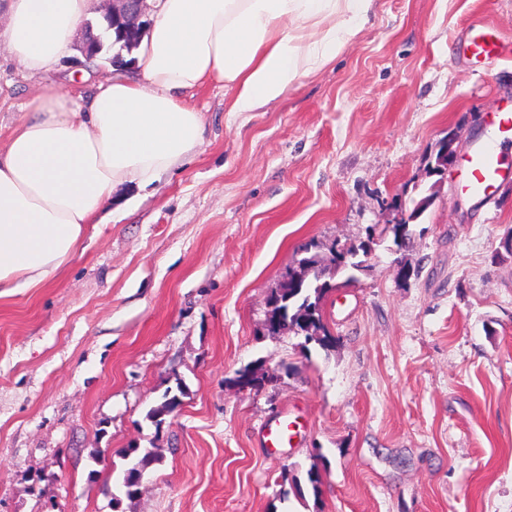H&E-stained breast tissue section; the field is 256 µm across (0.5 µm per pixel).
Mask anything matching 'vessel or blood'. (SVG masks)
Masks as SVG:
<instances>
[{"label":"vessel or blood","instance_id":"obj_1","mask_svg":"<svg viewBox=\"0 0 512 512\" xmlns=\"http://www.w3.org/2000/svg\"><path fill=\"white\" fill-rule=\"evenodd\" d=\"M465 45L467 59L474 65L497 59L503 54L502 43L488 22L470 26ZM486 124L494 128V135L472 145L463 160L457 181V188L462 195L481 200L489 198L501 184L512 180V168L503 166L496 143L499 135L512 136V104L500 106L488 114ZM295 427L296 423L290 415H282L265 426L262 434L264 445L278 448L288 444Z\"/></svg>","mask_w":512,"mask_h":512}]
</instances>
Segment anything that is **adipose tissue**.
<instances>
[{"mask_svg":"<svg viewBox=\"0 0 512 512\" xmlns=\"http://www.w3.org/2000/svg\"><path fill=\"white\" fill-rule=\"evenodd\" d=\"M373 0H154L132 58L86 96L50 81L0 147V289L35 287L64 267L113 189L148 183L192 156L204 120L188 93L216 79L231 111L252 112L354 41ZM100 0H0V47L25 72H51Z\"/></svg>","mask_w":512,"mask_h":512,"instance_id":"ef3b65f1","label":"adipose tissue"}]
</instances>
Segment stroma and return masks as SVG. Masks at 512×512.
Listing matches in <instances>:
<instances>
[{
  "mask_svg": "<svg viewBox=\"0 0 512 512\" xmlns=\"http://www.w3.org/2000/svg\"><path fill=\"white\" fill-rule=\"evenodd\" d=\"M507 51L469 65V24ZM44 79L0 48V145ZM190 161L125 184L50 282L0 297V512H512V182L467 199L427 163L512 101V0H375L359 38L280 99L231 111L211 81ZM396 247L331 291L329 350L267 334L307 244L366 240L423 196ZM417 269L399 281L397 261ZM250 365L272 383L241 391ZM182 385L177 413L147 420ZM291 412V446L265 447ZM160 449L135 497L129 448ZM317 466L320 498L283 497Z\"/></svg>",
  "mask_w": 512,
  "mask_h": 512,
  "instance_id": "35a3bbf8",
  "label": "stroma"
}]
</instances>
